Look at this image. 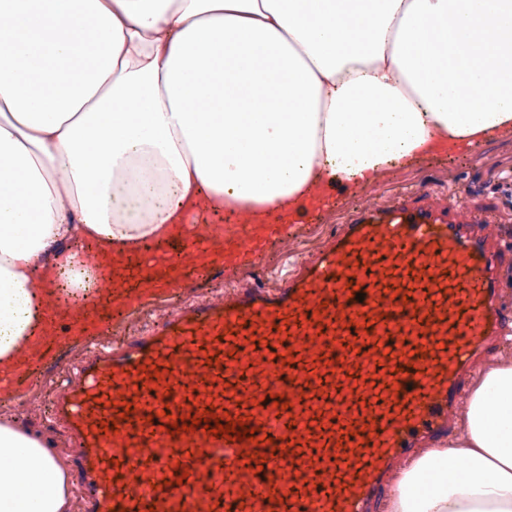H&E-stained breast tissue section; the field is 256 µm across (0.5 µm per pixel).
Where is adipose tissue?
<instances>
[{"label":"adipose tissue","mask_w":512,"mask_h":512,"mask_svg":"<svg viewBox=\"0 0 512 512\" xmlns=\"http://www.w3.org/2000/svg\"><path fill=\"white\" fill-rule=\"evenodd\" d=\"M512 132V0H0V383L52 307L94 303L81 246L133 253L202 212L287 217L333 181ZM382 512H512V362ZM49 445L0 424V512H71Z\"/></svg>","instance_id":"1"}]
</instances>
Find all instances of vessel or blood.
I'll return each mask as SVG.
<instances>
[{
	"label": "vessel or blood",
	"instance_id": "1",
	"mask_svg": "<svg viewBox=\"0 0 512 512\" xmlns=\"http://www.w3.org/2000/svg\"><path fill=\"white\" fill-rule=\"evenodd\" d=\"M429 195L418 185L370 197L276 286L181 304L121 338L114 321L168 301L213 265L233 275L253 267L269 245L320 221L325 201L285 220L239 214L221 236L191 223L171 242L110 260L95 312L79 316L88 351L49 406L76 444L80 512H223L228 501L234 512H369L402 460L456 427L468 375L498 349L508 317L493 217L429 206ZM208 405L245 419L253 440L200 426L170 435ZM111 419L115 431H103Z\"/></svg>",
	"mask_w": 512,
	"mask_h": 512
}]
</instances>
